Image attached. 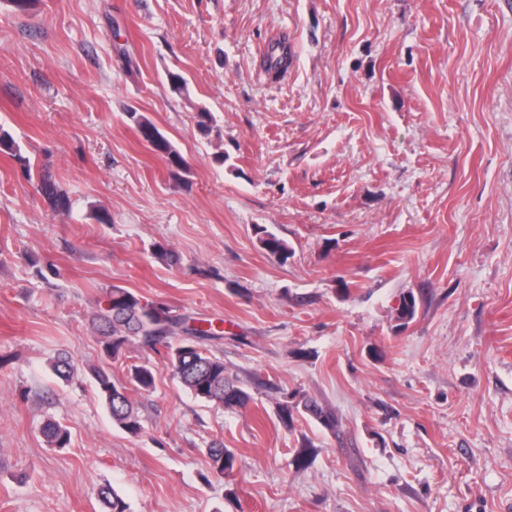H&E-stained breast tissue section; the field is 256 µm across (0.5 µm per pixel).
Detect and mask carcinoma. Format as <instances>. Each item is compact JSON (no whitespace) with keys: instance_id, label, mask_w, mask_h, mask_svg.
<instances>
[{"instance_id":"cac0c4a2","label":"carcinoma","mask_w":512,"mask_h":512,"mask_svg":"<svg viewBox=\"0 0 512 512\" xmlns=\"http://www.w3.org/2000/svg\"><path fill=\"white\" fill-rule=\"evenodd\" d=\"M126 117L135 126L139 137L154 145V152L165 157L169 165L179 169L183 158L172 142L145 115L128 112ZM0 153L18 162L25 172H30L29 160L23 155L22 147L13 136L0 128ZM43 199L51 210L69 212L71 202L67 194L59 189L51 175L40 177ZM258 242L264 250L285 262L291 255L288 243L265 227H256ZM139 298L129 290L112 287L106 292V307L93 315L92 324L102 337L103 350L111 360L119 358L131 344L152 347L166 344L167 360L174 375L181 384L198 400L223 408H235L249 400V394L236 384L224 367L223 359L217 357L203 341L216 336L210 329L190 325L191 317L174 307L157 302L149 309L138 306ZM416 298L410 294L402 299L397 320L404 326L416 314ZM54 374L64 381L73 380L77 365L71 356L63 354L53 365ZM129 384L116 383L112 376L102 369L92 370L99 394L112 417V422L129 434L136 435L143 430L142 419L130 390L149 392L155 387L154 368L147 362H133L126 366ZM311 417L329 429L338 426L336 415L323 409L313 400L303 403ZM41 434L52 448H64L70 444V431L53 418L44 420ZM207 457L213 472L227 475L232 472L234 454L224 447V442L215 440L207 448ZM104 512H126L122 498L110 487L99 492Z\"/></svg>"}]
</instances>
